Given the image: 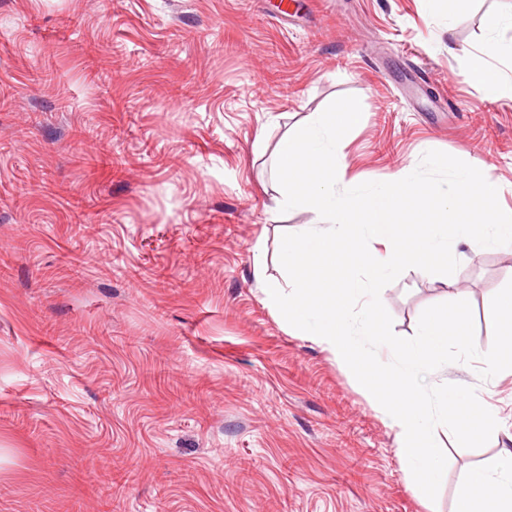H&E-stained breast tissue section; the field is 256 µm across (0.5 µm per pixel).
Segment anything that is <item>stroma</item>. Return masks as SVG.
I'll return each instance as SVG.
<instances>
[{"mask_svg": "<svg viewBox=\"0 0 512 512\" xmlns=\"http://www.w3.org/2000/svg\"><path fill=\"white\" fill-rule=\"evenodd\" d=\"M512 0H0V512H454L469 470L512 447V372L451 363L500 430L476 449L443 426L421 496L380 406L262 301L288 231L278 140L358 97L344 187L439 150L483 162L512 213V100L467 79ZM86 200L81 223L69 206ZM450 276L405 270L380 294L393 330L465 291L484 309L512 245L453 247Z\"/></svg>", "mask_w": 512, "mask_h": 512, "instance_id": "35a3bbf8", "label": "stroma"}]
</instances>
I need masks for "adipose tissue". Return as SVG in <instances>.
Returning <instances> with one entry per match:
<instances>
[{"label":"adipose tissue","instance_id":"1","mask_svg":"<svg viewBox=\"0 0 512 512\" xmlns=\"http://www.w3.org/2000/svg\"><path fill=\"white\" fill-rule=\"evenodd\" d=\"M455 512H512V448L502 449L490 465L464 476Z\"/></svg>","mask_w":512,"mask_h":512}]
</instances>
